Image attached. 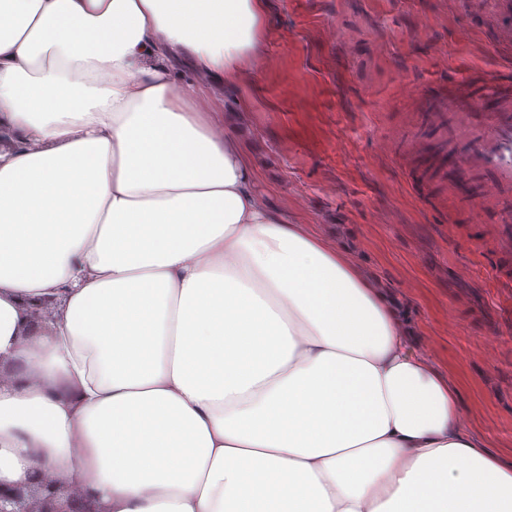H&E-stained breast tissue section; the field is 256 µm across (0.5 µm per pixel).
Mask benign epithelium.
<instances>
[{
	"label": "benign epithelium",
	"mask_w": 512,
	"mask_h": 512,
	"mask_svg": "<svg viewBox=\"0 0 512 512\" xmlns=\"http://www.w3.org/2000/svg\"><path fill=\"white\" fill-rule=\"evenodd\" d=\"M0 512H95L78 498L64 495L51 483L5 485L0 482Z\"/></svg>",
	"instance_id": "1"
}]
</instances>
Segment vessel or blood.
<instances>
[{
  "mask_svg": "<svg viewBox=\"0 0 512 512\" xmlns=\"http://www.w3.org/2000/svg\"><path fill=\"white\" fill-rule=\"evenodd\" d=\"M497 99L494 109L481 102L482 92ZM435 120L443 146L455 155L458 165L448 174V193L458 195L463 185L478 182L469 220L486 223L488 215L500 214L499 245L512 251V216L504 207L512 204V80L488 71L473 85H458L448 92L431 94Z\"/></svg>",
  "mask_w": 512,
  "mask_h": 512,
  "instance_id": "1",
  "label": "vessel or blood"
}]
</instances>
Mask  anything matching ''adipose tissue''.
<instances>
[{
    "label": "adipose tissue",
    "instance_id": "1",
    "mask_svg": "<svg viewBox=\"0 0 512 512\" xmlns=\"http://www.w3.org/2000/svg\"><path fill=\"white\" fill-rule=\"evenodd\" d=\"M265 13L0 0V481L104 512H512L380 283L259 192L218 111Z\"/></svg>",
    "mask_w": 512,
    "mask_h": 512
}]
</instances>
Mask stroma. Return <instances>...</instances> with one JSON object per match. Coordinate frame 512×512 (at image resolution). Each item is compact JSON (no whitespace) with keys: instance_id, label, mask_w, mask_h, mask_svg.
I'll return each mask as SVG.
<instances>
[{"instance_id":"35a3bbf8","label":"stroma","mask_w":512,"mask_h":512,"mask_svg":"<svg viewBox=\"0 0 512 512\" xmlns=\"http://www.w3.org/2000/svg\"><path fill=\"white\" fill-rule=\"evenodd\" d=\"M498 0H268L263 51L224 109H246L259 187L377 278L457 389L467 426L512 460V257L464 223L418 103L512 66Z\"/></svg>"}]
</instances>
